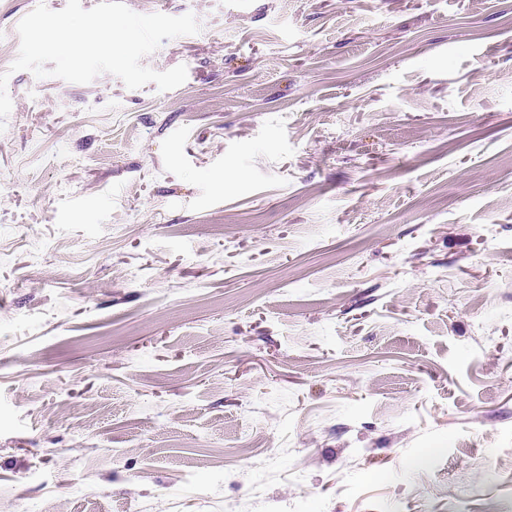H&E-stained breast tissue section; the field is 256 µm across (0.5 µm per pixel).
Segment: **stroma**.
I'll return each instance as SVG.
<instances>
[{
  "instance_id": "35a3bbf8",
  "label": "stroma",
  "mask_w": 512,
  "mask_h": 512,
  "mask_svg": "<svg viewBox=\"0 0 512 512\" xmlns=\"http://www.w3.org/2000/svg\"><path fill=\"white\" fill-rule=\"evenodd\" d=\"M0 512H512V0L193 13L179 87L10 72Z\"/></svg>"
}]
</instances>
